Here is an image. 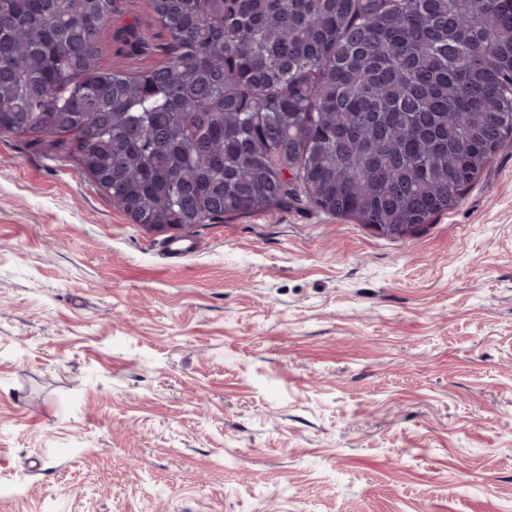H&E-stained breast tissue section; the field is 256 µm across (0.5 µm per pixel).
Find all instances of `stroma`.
<instances>
[{
    "mask_svg": "<svg viewBox=\"0 0 512 512\" xmlns=\"http://www.w3.org/2000/svg\"><path fill=\"white\" fill-rule=\"evenodd\" d=\"M184 234L0 136V512H512V142L409 236Z\"/></svg>",
    "mask_w": 512,
    "mask_h": 512,
    "instance_id": "stroma-1",
    "label": "stroma"
}]
</instances>
